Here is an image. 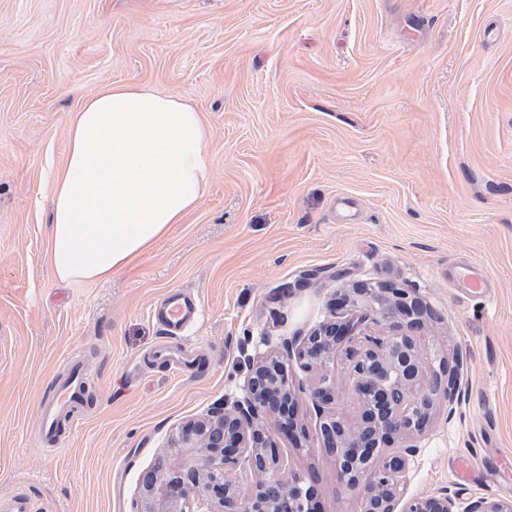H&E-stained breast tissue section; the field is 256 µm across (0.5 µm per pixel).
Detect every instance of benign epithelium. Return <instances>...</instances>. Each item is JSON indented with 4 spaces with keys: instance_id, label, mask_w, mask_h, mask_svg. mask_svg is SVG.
Listing matches in <instances>:
<instances>
[{
    "instance_id": "1",
    "label": "benign epithelium",
    "mask_w": 512,
    "mask_h": 512,
    "mask_svg": "<svg viewBox=\"0 0 512 512\" xmlns=\"http://www.w3.org/2000/svg\"><path fill=\"white\" fill-rule=\"evenodd\" d=\"M430 318L414 288L355 284L340 290L331 318L297 348L249 362L243 397H226L181 428L177 447L205 449L207 464L187 470L170 464L162 476L149 475L137 512H280L281 499L288 512H318L305 479L283 471L265 426L273 418L296 447L310 448L309 433L296 420L303 397L320 417L317 440L334 457L340 481L361 497L362 512H512V500L493 497L463 508L459 492L447 486L426 495L407 492L415 437L439 407L453 413L462 390V357L450 362L447 354L423 348L421 333ZM340 358L349 363L342 387L336 381ZM294 359L319 373L314 387L294 379ZM343 390L358 405L354 422L326 410ZM396 439L403 440L402 448L384 455ZM239 469L255 478L246 494L236 478Z\"/></svg>"
}]
</instances>
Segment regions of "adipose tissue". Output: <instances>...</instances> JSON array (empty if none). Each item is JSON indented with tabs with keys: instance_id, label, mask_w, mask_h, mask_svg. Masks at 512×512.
<instances>
[{
	"instance_id": "adipose-tissue-1",
	"label": "adipose tissue",
	"mask_w": 512,
	"mask_h": 512,
	"mask_svg": "<svg viewBox=\"0 0 512 512\" xmlns=\"http://www.w3.org/2000/svg\"><path fill=\"white\" fill-rule=\"evenodd\" d=\"M208 138L200 112L177 96L115 84L85 99L54 181L55 276L108 277L183 223L208 183Z\"/></svg>"
}]
</instances>
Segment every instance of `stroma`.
Segmentation results:
<instances>
[{"mask_svg": "<svg viewBox=\"0 0 512 512\" xmlns=\"http://www.w3.org/2000/svg\"><path fill=\"white\" fill-rule=\"evenodd\" d=\"M122 83L202 114L206 193L128 267L63 283L47 235L69 117ZM465 261L487 294L453 288ZM354 282L416 288L425 346L464 359L409 492L512 497V0H0V512L16 495L26 512H133L162 461L201 463L172 447L178 428ZM174 292L202 310L176 339L153 318ZM75 363L91 400L51 453L42 406ZM275 440L321 512H361L329 454Z\"/></svg>", "mask_w": 512, "mask_h": 512, "instance_id": "stroma-1", "label": "stroma"}]
</instances>
